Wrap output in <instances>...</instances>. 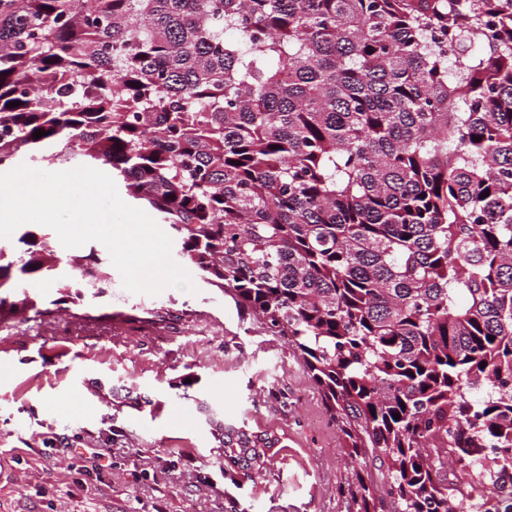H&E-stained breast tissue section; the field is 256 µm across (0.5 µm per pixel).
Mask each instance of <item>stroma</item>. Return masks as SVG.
Masks as SVG:
<instances>
[{"mask_svg": "<svg viewBox=\"0 0 512 512\" xmlns=\"http://www.w3.org/2000/svg\"><path fill=\"white\" fill-rule=\"evenodd\" d=\"M111 278L0 330V512H346V455L287 342L221 288ZM243 433L264 459L217 466Z\"/></svg>", "mask_w": 512, "mask_h": 512, "instance_id": "obj_1", "label": "stroma"}]
</instances>
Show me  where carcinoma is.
Here are the masks:
<instances>
[{"mask_svg": "<svg viewBox=\"0 0 512 512\" xmlns=\"http://www.w3.org/2000/svg\"><path fill=\"white\" fill-rule=\"evenodd\" d=\"M26 158L108 169L297 351L347 512H466L486 475L512 512V396L471 397L512 378V0H0V169ZM17 243L0 323L42 314L7 297L34 277L111 280Z\"/></svg>", "mask_w": 512, "mask_h": 512, "instance_id": "obj_1", "label": "carcinoma"}]
</instances>
